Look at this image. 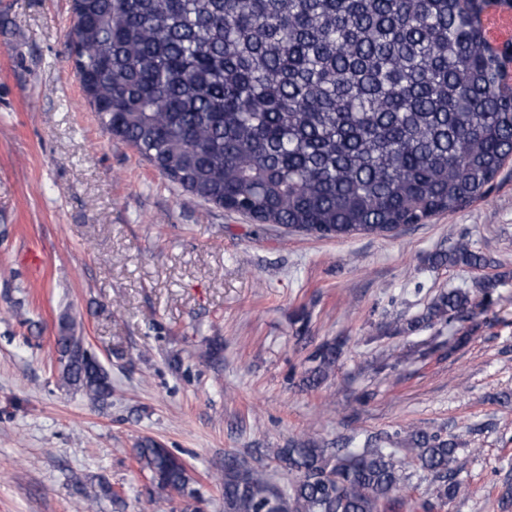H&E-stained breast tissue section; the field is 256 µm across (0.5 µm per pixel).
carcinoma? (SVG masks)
I'll return each mask as SVG.
<instances>
[{"label": "carcinoma", "instance_id": "1", "mask_svg": "<svg viewBox=\"0 0 512 512\" xmlns=\"http://www.w3.org/2000/svg\"><path fill=\"white\" fill-rule=\"evenodd\" d=\"M490 0H73L71 54L100 124L190 195L318 237L392 233L489 193L512 159V57L490 42ZM437 266L490 265L467 243ZM474 291L438 294L395 325L465 317ZM344 342L318 345L300 385L335 372ZM60 387L94 406L109 373L61 317ZM280 485L233 454L224 512H395L413 473L436 512L463 494L453 438L412 428L336 455L312 439L268 448ZM161 490L197 500L185 462L133 449Z\"/></svg>", "mask_w": 512, "mask_h": 512}]
</instances>
